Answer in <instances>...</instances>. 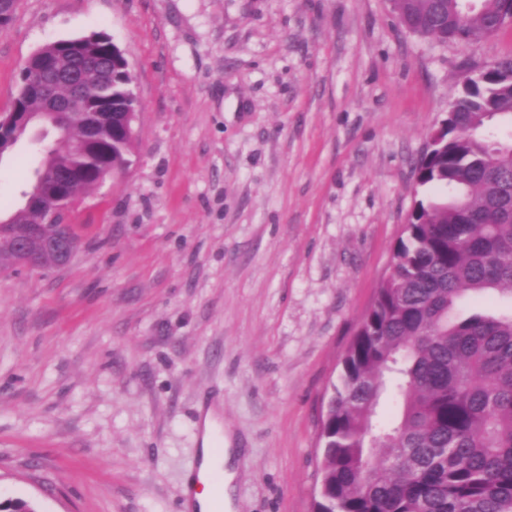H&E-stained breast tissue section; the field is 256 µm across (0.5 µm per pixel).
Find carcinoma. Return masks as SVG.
Masks as SVG:
<instances>
[{
    "instance_id": "carcinoma-1",
    "label": "carcinoma",
    "mask_w": 512,
    "mask_h": 512,
    "mask_svg": "<svg viewBox=\"0 0 512 512\" xmlns=\"http://www.w3.org/2000/svg\"><path fill=\"white\" fill-rule=\"evenodd\" d=\"M508 0H393L413 33L469 41L499 31ZM125 57L105 33L63 39L39 49L22 68L15 109L50 117L69 104L63 133L35 142L52 172L71 175L61 196L79 199L110 162L130 163L122 136L138 101ZM512 125V55L483 80L462 88L433 148L414 166L417 185L446 192L416 200L378 288L342 361L323 421L321 495L314 512H512V309L459 313L470 295L512 297V141L488 135ZM0 224V272L10 246L46 223L45 203L23 193ZM399 415L377 418L387 391ZM31 499L0 500V512H36Z\"/></svg>"
}]
</instances>
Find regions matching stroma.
Listing matches in <instances>:
<instances>
[{
    "label": "stroma",
    "mask_w": 512,
    "mask_h": 512,
    "mask_svg": "<svg viewBox=\"0 0 512 512\" xmlns=\"http://www.w3.org/2000/svg\"><path fill=\"white\" fill-rule=\"evenodd\" d=\"M105 32L131 165L65 221L68 264L0 273V499L179 512L216 409L231 512H313L332 385L416 199L413 162L512 24L440 44L390 0H19L0 114L51 42ZM39 158L0 161V212Z\"/></svg>",
    "instance_id": "1"
}]
</instances>
